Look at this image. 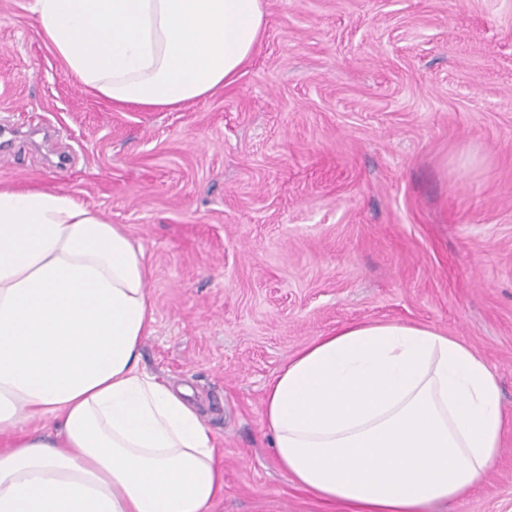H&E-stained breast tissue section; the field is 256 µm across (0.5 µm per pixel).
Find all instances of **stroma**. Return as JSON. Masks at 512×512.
I'll return each instance as SVG.
<instances>
[{
    "instance_id": "35a3bbf8",
    "label": "stroma",
    "mask_w": 512,
    "mask_h": 512,
    "mask_svg": "<svg viewBox=\"0 0 512 512\" xmlns=\"http://www.w3.org/2000/svg\"><path fill=\"white\" fill-rule=\"evenodd\" d=\"M0 0V184L67 192L151 269L140 366L188 388L224 468L214 512H327L278 469L267 385L316 336L423 323L496 370L501 451L467 497L512 512V0H266L236 81L118 107Z\"/></svg>"
}]
</instances>
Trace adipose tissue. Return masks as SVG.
I'll return each mask as SVG.
<instances>
[{
    "label": "adipose tissue",
    "mask_w": 512,
    "mask_h": 512,
    "mask_svg": "<svg viewBox=\"0 0 512 512\" xmlns=\"http://www.w3.org/2000/svg\"><path fill=\"white\" fill-rule=\"evenodd\" d=\"M67 72L167 109L234 83L266 0H30ZM143 250L75 196L0 184V512H212L215 438L139 366L156 318ZM53 423L34 435L32 420ZM264 419L292 482L351 512L467 495L504 428L497 373L426 324L347 323L291 356Z\"/></svg>",
    "instance_id": "obj_1"
}]
</instances>
